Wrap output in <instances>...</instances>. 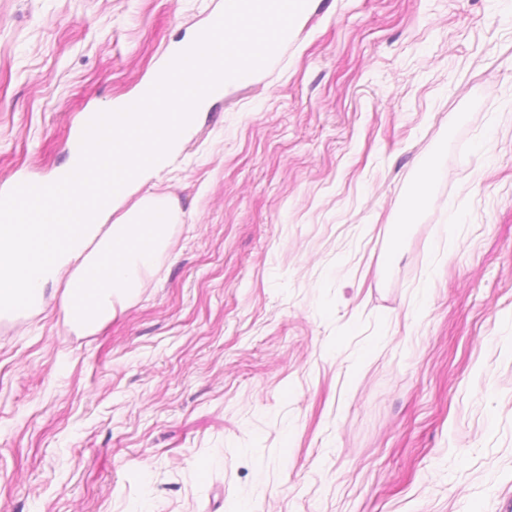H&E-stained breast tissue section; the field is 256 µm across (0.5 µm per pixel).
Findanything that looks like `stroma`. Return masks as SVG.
<instances>
[{
    "label": "stroma",
    "mask_w": 512,
    "mask_h": 512,
    "mask_svg": "<svg viewBox=\"0 0 512 512\" xmlns=\"http://www.w3.org/2000/svg\"><path fill=\"white\" fill-rule=\"evenodd\" d=\"M223 8L0 0V194ZM146 189L115 318L0 313V512H512V0H312Z\"/></svg>",
    "instance_id": "35a3bbf8"
}]
</instances>
